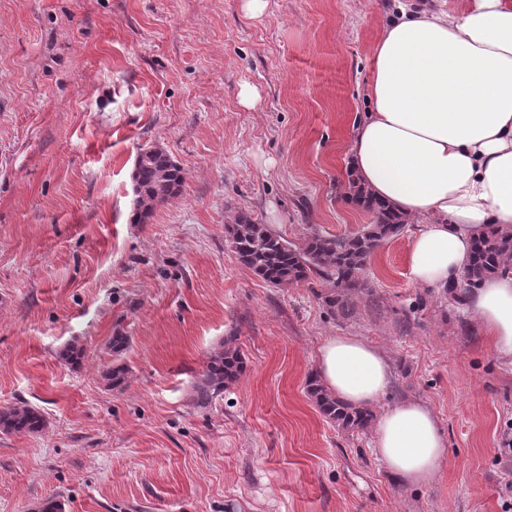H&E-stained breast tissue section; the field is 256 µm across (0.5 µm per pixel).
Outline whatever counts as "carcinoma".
Here are the masks:
<instances>
[{
	"mask_svg": "<svg viewBox=\"0 0 512 512\" xmlns=\"http://www.w3.org/2000/svg\"><path fill=\"white\" fill-rule=\"evenodd\" d=\"M140 194L136 201V222L145 224L157 205L177 194L184 183L182 168L169 154L158 151L138 170ZM348 197L372 216V222L359 232L327 237L314 234L303 245H296L260 224L247 214L239 215L229 228L230 247L238 261L269 284L280 287L307 280L316 274L332 284L326 303L342 314L349 311L352 297L362 286L361 276L368 257L383 242L400 236L408 224L391 204L374 198L354 178L348 179ZM512 268V226L490 224L474 241L465 270L468 285ZM245 361L240 350L228 343L212 353L193 387V400L201 408L224 392V387L243 373ZM307 393L322 415L337 427L363 431L374 420L371 408H356L329 394L317 376L306 382ZM44 418L31 405L0 409V429L14 433H37Z\"/></svg>",
	"mask_w": 512,
	"mask_h": 512,
	"instance_id": "1",
	"label": "carcinoma"
}]
</instances>
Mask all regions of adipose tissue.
<instances>
[{
  "label": "adipose tissue",
  "instance_id": "adipose-tissue-1",
  "mask_svg": "<svg viewBox=\"0 0 512 512\" xmlns=\"http://www.w3.org/2000/svg\"><path fill=\"white\" fill-rule=\"evenodd\" d=\"M371 56L373 110L350 141L348 166L417 224L411 282L460 285L486 225H512V0H461L451 11L397 0ZM461 294L494 350L511 358L512 270ZM317 375L337 399L367 407L392 367L365 339L337 335L322 341ZM374 451L408 484L431 481L447 454L436 417L416 401L385 410Z\"/></svg>",
  "mask_w": 512,
  "mask_h": 512
}]
</instances>
